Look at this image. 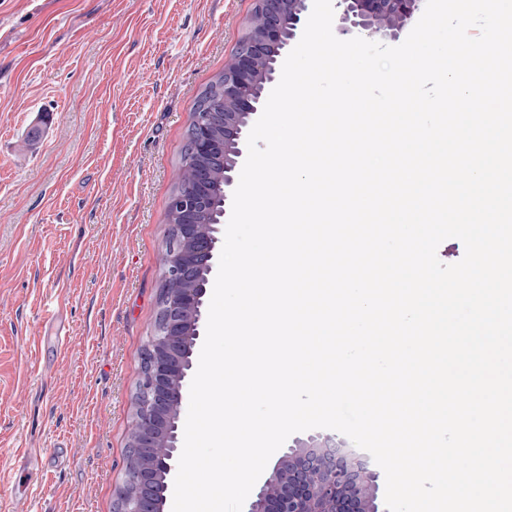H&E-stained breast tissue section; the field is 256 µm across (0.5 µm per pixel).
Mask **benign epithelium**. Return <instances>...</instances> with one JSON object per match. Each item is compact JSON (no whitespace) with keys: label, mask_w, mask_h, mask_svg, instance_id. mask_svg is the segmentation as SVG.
Listing matches in <instances>:
<instances>
[{"label":"benign epithelium","mask_w":512,"mask_h":512,"mask_svg":"<svg viewBox=\"0 0 512 512\" xmlns=\"http://www.w3.org/2000/svg\"><path fill=\"white\" fill-rule=\"evenodd\" d=\"M419 3L420 0H336L335 7L341 10L340 19L356 33L395 39L415 17ZM256 5L259 16L254 31L224 75V99L234 111L199 112L192 129L195 150L208 153L211 127L224 122V187L215 203L221 219L227 216L228 192L234 183L232 173L247 150L245 130L260 112L261 95L255 92L252 79L263 72V84L274 81L272 71L290 42L301 36L313 0H257ZM181 228L185 230L181 244L165 253L166 277L187 280L190 286L166 299L167 317L149 345L152 358L142 373L134 421V447L163 446L169 452L158 461L142 460L129 473L126 481L138 488L135 499H128L126 485L115 489L113 508L122 505L124 512H164L165 506L155 499V474L161 470L170 479L178 466V421L193 369V354L184 358L176 351L177 342L184 335L181 315L187 312L193 316V340H200L209 276L213 275L219 256L221 224H183ZM184 244L194 247L202 277L191 274L184 264ZM173 401L176 414L160 437L154 432L156 420ZM276 470L281 477L271 476L263 482L248 512H380L381 474L339 437L317 433L295 439L280 457Z\"/></svg>","instance_id":"obj_1"}]
</instances>
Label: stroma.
Listing matches in <instances>:
<instances>
[{
	"instance_id": "35a3bbf8",
	"label": "stroma",
	"mask_w": 512,
	"mask_h": 512,
	"mask_svg": "<svg viewBox=\"0 0 512 512\" xmlns=\"http://www.w3.org/2000/svg\"><path fill=\"white\" fill-rule=\"evenodd\" d=\"M254 7L0 0V471L37 455L29 512H113L190 111Z\"/></svg>"
}]
</instances>
